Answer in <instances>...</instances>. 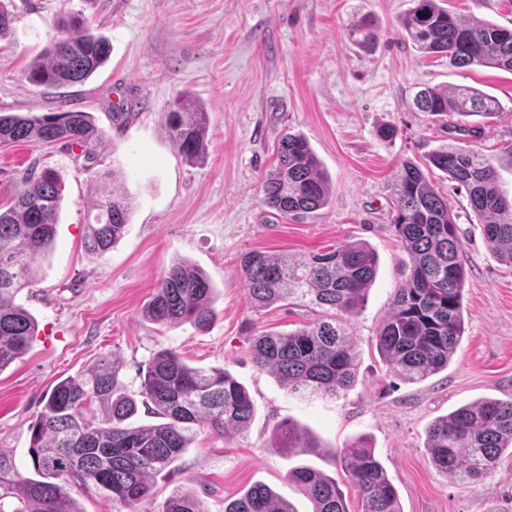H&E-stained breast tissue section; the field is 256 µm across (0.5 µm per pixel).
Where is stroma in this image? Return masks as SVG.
I'll list each match as a JSON object with an SVG mask.
<instances>
[{"label": "stroma", "instance_id": "35a3bbf8", "mask_svg": "<svg viewBox=\"0 0 512 512\" xmlns=\"http://www.w3.org/2000/svg\"><path fill=\"white\" fill-rule=\"evenodd\" d=\"M411 0H11L10 36L0 41V113H90L101 136L93 157L64 142L0 145V204L31 169H54L64 184L53 246L35 281L15 298L36 321L29 351L0 372V453L30 476L28 426L61 379L101 359L120 362L129 391L137 370L162 348L190 366L224 368L248 391L254 416L243 433L219 438L198 430L174 470L153 477L140 512H159L177 487L194 491L208 512L263 484L311 512L287 479L306 464L335 478L349 508L357 489L335 450L367 437L395 486L402 512H512V457L475 484L448 479L430 463L426 430L437 418L483 398H512V265L488 247L483 223L465 193L440 171L428 178L456 217L466 279L464 333L447 369L419 383L390 372L375 336L409 274L391 224L390 185L406 161L425 157L448 137L416 111L417 91L469 86L494 95L502 109L481 118L476 147L500 173L512 198V73L453 66L424 57L398 34ZM476 21L512 27V0H448ZM84 15L111 46L107 63L85 83L44 89L24 72L68 13ZM378 31L359 48L347 31L362 17ZM188 96L207 115L201 155L186 162L170 139L167 110ZM382 127L396 135L378 136ZM307 138L330 180L328 205L301 222L268 206L260 185L285 133ZM115 171L131 195L129 224L104 255L86 251L84 224ZM349 241L368 243L377 275L364 306L347 323L358 354V381L339 397L288 392L260 370L251 338L288 332L316 318L294 301L257 312L248 302L240 259L258 250L303 257ZM185 259L210 278L215 317L207 330L159 326L143 314L167 268ZM292 421L320 446L286 458L275 446Z\"/></svg>", "mask_w": 512, "mask_h": 512}]
</instances>
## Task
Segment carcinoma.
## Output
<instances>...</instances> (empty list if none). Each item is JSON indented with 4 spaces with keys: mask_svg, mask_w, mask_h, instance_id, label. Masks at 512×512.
Instances as JSON below:
<instances>
[{
    "mask_svg": "<svg viewBox=\"0 0 512 512\" xmlns=\"http://www.w3.org/2000/svg\"><path fill=\"white\" fill-rule=\"evenodd\" d=\"M443 0H414L400 19V35L422 55L448 56L457 67L487 66L512 72V29L478 22L444 6ZM350 37L368 48L377 38L363 18ZM110 56L108 39L92 31L80 14L58 26V34L33 61L25 79L36 86L62 88L89 79ZM418 111L438 117L453 141L430 152L426 167L437 169L466 192L471 209L484 219L490 249L512 264V199L498 189L497 167L472 147L482 128L465 118L499 110V100L472 87L425 88L414 97ZM168 134L189 160L201 153L205 113L193 102L174 103L167 112ZM97 130L88 112L44 115L0 114V142L63 141L93 154ZM267 205L286 218H306L325 207L328 176L306 138L282 137L273 169L261 185ZM393 226L409 258V275L396 289L391 312L376 336V348L390 371L405 383H418L448 367L464 332L465 269L458 228L442 193L423 166L407 161L391 186ZM62 201L58 174L27 173L10 205L0 207V372L23 357L35 334V319L15 295L31 285L38 263L53 243ZM84 224V245L102 255L120 239L131 211L125 186L112 177ZM377 257L360 242L330 246L295 260L250 251L241 272L251 308L260 310L293 299L319 308V317L286 333L252 338L257 367L274 374L292 393L338 396L358 378V355L344 318L361 311L375 279ZM146 316L155 324L185 322L205 329L214 316L213 288L197 268L174 262L165 271ZM137 393L127 391L119 366L104 359L59 381L28 426L33 476L19 475L0 453V512H82L69 489L136 512L151 496V478L174 467L198 426L222 438L244 431L253 416L248 391L226 369L188 366L171 349L156 352L139 368ZM157 421L132 427L127 420L139 405ZM430 463L463 483L488 477L504 454L512 455V399H484L432 422L426 431ZM278 447L288 455L318 448L295 423L278 428ZM357 488L361 512H401L398 493L362 438L337 454ZM313 505L312 512H348L336 480L308 467L288 471ZM160 512H207L205 502L176 488ZM224 512H295L262 484L224 506Z\"/></svg>",
    "mask_w": 512,
    "mask_h": 512,
    "instance_id": "obj_1",
    "label": "carcinoma"
}]
</instances>
